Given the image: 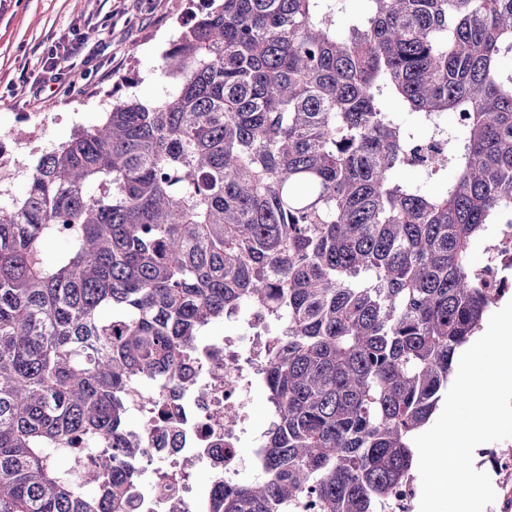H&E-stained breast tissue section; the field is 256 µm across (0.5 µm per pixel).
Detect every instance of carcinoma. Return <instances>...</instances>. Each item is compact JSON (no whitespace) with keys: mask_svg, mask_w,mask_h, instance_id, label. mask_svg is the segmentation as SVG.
Masks as SVG:
<instances>
[{"mask_svg":"<svg viewBox=\"0 0 512 512\" xmlns=\"http://www.w3.org/2000/svg\"><path fill=\"white\" fill-rule=\"evenodd\" d=\"M208 2L164 99L114 101L0 204V512H130L132 385L243 308L284 324L276 419L209 512H392L500 301L472 253L512 224V0ZM455 114L441 188L405 179ZM94 448L89 494L57 460Z\"/></svg>","mask_w":512,"mask_h":512,"instance_id":"cac0c4a2","label":"carcinoma"}]
</instances>
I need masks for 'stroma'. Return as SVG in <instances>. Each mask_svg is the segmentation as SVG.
<instances>
[{
  "mask_svg": "<svg viewBox=\"0 0 512 512\" xmlns=\"http://www.w3.org/2000/svg\"><path fill=\"white\" fill-rule=\"evenodd\" d=\"M205 0H0V139L17 140L30 122L42 138L24 144L13 179L0 184L11 200L26 188V173L42 151L98 123L113 101L164 98L170 88L159 73L170 41L190 25ZM72 39L60 80H45L51 45ZM495 442L482 444L476 469L496 492L485 512H512V477L494 470Z\"/></svg>",
  "mask_w": 512,
  "mask_h": 512,
  "instance_id": "stroma-1",
  "label": "stroma"
}]
</instances>
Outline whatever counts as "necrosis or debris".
<instances>
[{
	"mask_svg": "<svg viewBox=\"0 0 512 512\" xmlns=\"http://www.w3.org/2000/svg\"><path fill=\"white\" fill-rule=\"evenodd\" d=\"M236 334L209 337L185 358L177 388L136 384L130 410L141 442V488L133 512H204L212 495L261 460V432L253 424L251 395L266 376L261 349L269 339L263 315L247 309ZM251 443L249 462L239 449ZM209 480L199 484L197 471Z\"/></svg>",
	"mask_w": 512,
	"mask_h": 512,
	"instance_id": "necrosis-or-debris-1",
	"label": "necrosis or debris"
}]
</instances>
